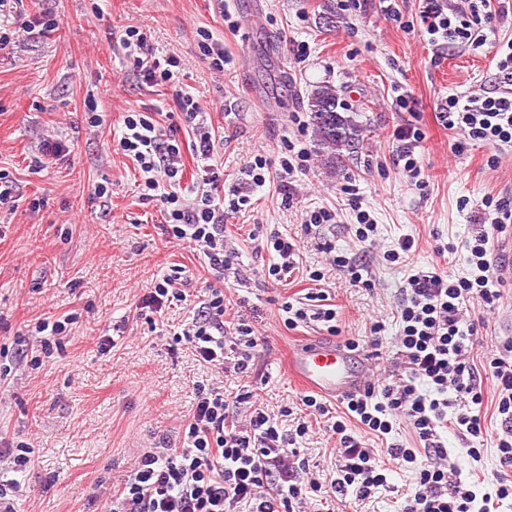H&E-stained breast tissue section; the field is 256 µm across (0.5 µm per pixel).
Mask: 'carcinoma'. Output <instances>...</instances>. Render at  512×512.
<instances>
[{
  "label": "carcinoma",
  "instance_id": "obj_1",
  "mask_svg": "<svg viewBox=\"0 0 512 512\" xmlns=\"http://www.w3.org/2000/svg\"><path fill=\"white\" fill-rule=\"evenodd\" d=\"M309 125L317 145L326 149L329 162L351 158L361 149L364 128L342 103L339 90L320 83L307 95Z\"/></svg>",
  "mask_w": 512,
  "mask_h": 512
}]
</instances>
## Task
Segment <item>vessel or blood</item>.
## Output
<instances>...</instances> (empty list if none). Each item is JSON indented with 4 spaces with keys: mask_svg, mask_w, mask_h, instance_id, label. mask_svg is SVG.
I'll use <instances>...</instances> for the list:
<instances>
[{
    "mask_svg": "<svg viewBox=\"0 0 512 512\" xmlns=\"http://www.w3.org/2000/svg\"><path fill=\"white\" fill-rule=\"evenodd\" d=\"M287 369L301 388L339 398L364 386L369 365L340 342H305L290 349Z\"/></svg>",
    "mask_w": 512,
    "mask_h": 512,
    "instance_id": "obj_1",
    "label": "vessel or blood"
}]
</instances>
